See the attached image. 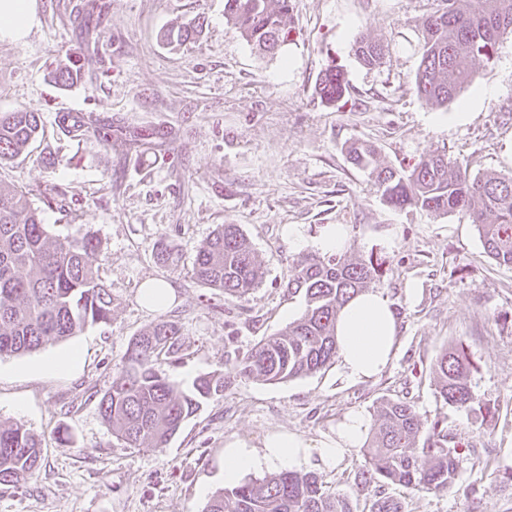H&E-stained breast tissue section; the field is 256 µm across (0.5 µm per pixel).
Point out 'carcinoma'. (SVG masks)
<instances>
[{"mask_svg": "<svg viewBox=\"0 0 512 512\" xmlns=\"http://www.w3.org/2000/svg\"><path fill=\"white\" fill-rule=\"evenodd\" d=\"M291 0H224V19L247 43L272 52L288 39ZM206 17L171 27L161 34L169 46L196 41ZM420 63L414 77L417 95L444 105L472 83L468 63H490L496 46L512 38V0H437L420 23ZM389 44L368 33L353 43L359 63L374 69ZM78 78L67 63L53 72L58 85ZM348 88L344 71L322 72L320 98L341 101ZM39 112L0 113V165L21 156L37 139ZM352 165L368 172L382 199L395 208L431 213H461L477 226L486 253L512 266V175L473 176L445 153L423 154L410 169L385 165L374 146L353 141L346 147ZM97 244L78 229L63 239L48 233L28 193L0 185V357L35 352L69 339L86 326L112 319V292L95 266ZM384 261L335 254L312 255L294 268L288 287L302 289V316L274 336L259 341L231 372L266 382H282L316 373L337 355L336 317L341 308L385 274ZM191 278L223 291L234 300L262 282L255 251L238 224H219L197 250ZM179 337L176 322L160 319L133 337L122 367L99 402L112 436L130 448L160 449L212 396L224 391V373L198 377L187 389L171 383L159 366ZM433 373L443 402L469 410L474 404L471 363L463 347L438 356ZM379 423L364 444L366 480L374 484L376 512H400L386 486L444 491L453 484L457 449L448 447L443 420L428 422L413 405L384 399ZM42 461L41 440L22 424L0 422V484L20 485L33 478ZM204 512H352L347 498L323 489L311 473L280 471L244 479L216 491Z\"/></svg>", "mask_w": 512, "mask_h": 512, "instance_id": "carcinoma-1", "label": "carcinoma"}]
</instances>
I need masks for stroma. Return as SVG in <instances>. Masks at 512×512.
<instances>
[{
    "label": "stroma",
    "mask_w": 512,
    "mask_h": 512,
    "mask_svg": "<svg viewBox=\"0 0 512 512\" xmlns=\"http://www.w3.org/2000/svg\"><path fill=\"white\" fill-rule=\"evenodd\" d=\"M433 0H292L287 42L271 53L252 48L224 19V0H35L36 21L19 42L0 41V112L38 110L37 140L0 166V184L26 190L54 237L89 232L96 263L112 291V321L87 327L36 352L0 358V420L39 436L44 461L22 487L0 485V512H202L224 486V442L261 447L287 431L317 445L344 416L376 420L382 399L403 400L427 419L443 418L458 449L453 486L423 493L403 486L388 494L401 512H512V267L489 257L468 217L385 204L346 147L374 144L382 162L405 166L443 151L471 174L512 173V40L478 65L473 82L445 105L413 88L419 64L417 25ZM205 14L190 48H173L161 32ZM386 37L383 65L363 68L353 52L358 33ZM80 76L55 85L57 63ZM340 66L344 103L323 102L319 74ZM80 112L88 129L74 136L58 124ZM111 127L103 143L98 128ZM159 130L158 145L140 156L125 141ZM67 190L57 209L43 206L46 185ZM241 225L263 270L245 299L195 283L189 271L216 225ZM304 225L316 235L345 225L346 252L383 259L374 283L398 321L387 367L358 382L337 365L279 383L230 375L237 359L305 310L291 292L295 266L313 255L284 234ZM166 241L175 262L154 251ZM168 283L176 301L147 309L143 282ZM165 318L180 328L178 351L161 368L179 388L203 374L227 371L224 392L188 419L162 449L130 448L99 412L128 343ZM463 345L475 366V410L443 404L433 365L447 347ZM79 351L65 374L44 359ZM67 429L71 444L56 439ZM365 459L352 449L333 469L310 457L301 465L325 489L372 512Z\"/></svg>",
    "instance_id": "stroma-1"
}]
</instances>
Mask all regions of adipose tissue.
<instances>
[{
    "label": "adipose tissue",
    "instance_id": "obj_1",
    "mask_svg": "<svg viewBox=\"0 0 512 512\" xmlns=\"http://www.w3.org/2000/svg\"><path fill=\"white\" fill-rule=\"evenodd\" d=\"M36 19L33 0H0V41H20ZM338 357L344 376L351 381L371 378L388 364L396 337V320L391 305L382 293L369 290L341 310L337 323ZM369 429L367 417L348 413L335 436L322 440L318 457L326 468L335 467L351 449L361 447ZM309 454V445L289 433L266 437L262 451L234 439L224 448V482L237 484L242 475L262 466L300 464Z\"/></svg>",
    "mask_w": 512,
    "mask_h": 512
}]
</instances>
